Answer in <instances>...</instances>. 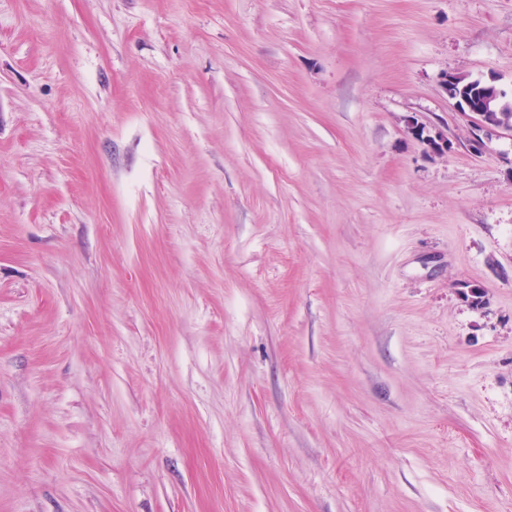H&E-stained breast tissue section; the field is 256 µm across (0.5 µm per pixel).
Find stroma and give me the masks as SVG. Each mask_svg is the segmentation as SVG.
<instances>
[{"mask_svg": "<svg viewBox=\"0 0 512 512\" xmlns=\"http://www.w3.org/2000/svg\"><path fill=\"white\" fill-rule=\"evenodd\" d=\"M448 73L512 101V0H0V512H512Z\"/></svg>", "mask_w": 512, "mask_h": 512, "instance_id": "35a3bbf8", "label": "stroma"}]
</instances>
